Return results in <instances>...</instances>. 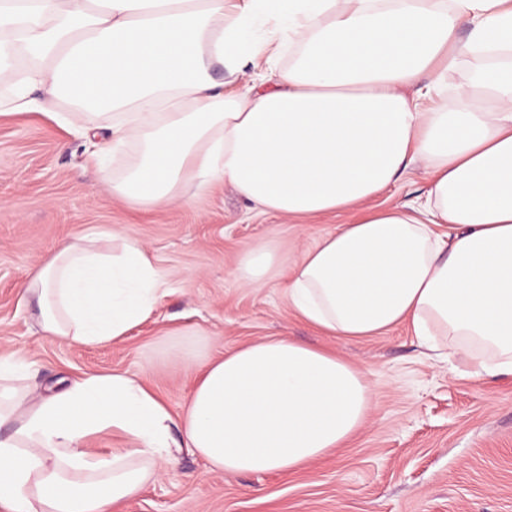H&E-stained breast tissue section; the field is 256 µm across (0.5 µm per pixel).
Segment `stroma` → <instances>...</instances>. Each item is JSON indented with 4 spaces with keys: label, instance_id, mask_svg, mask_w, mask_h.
I'll use <instances>...</instances> for the list:
<instances>
[{
    "label": "stroma",
    "instance_id": "obj_1",
    "mask_svg": "<svg viewBox=\"0 0 512 512\" xmlns=\"http://www.w3.org/2000/svg\"><path fill=\"white\" fill-rule=\"evenodd\" d=\"M426 184L415 165L370 204L412 202ZM339 224L259 213L221 182L187 203L136 209L98 182L81 139L38 112L0 115V355L20 354L38 385L125 371L175 412L199 362L272 337L332 349L371 384L363 428L300 472L223 477L184 451L122 512H512V376H461L423 358L402 327L362 341L320 335L289 308L284 279L239 280L251 244L275 240L288 262ZM103 225L156 256L167 285L152 316L99 346L40 336L24 273L60 241ZM176 328L183 336L171 337Z\"/></svg>",
    "mask_w": 512,
    "mask_h": 512
}]
</instances>
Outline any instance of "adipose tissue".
<instances>
[{"instance_id": "obj_1", "label": "adipose tissue", "mask_w": 512, "mask_h": 512, "mask_svg": "<svg viewBox=\"0 0 512 512\" xmlns=\"http://www.w3.org/2000/svg\"><path fill=\"white\" fill-rule=\"evenodd\" d=\"M286 41L297 51L279 68ZM260 55L261 82L228 93L212 75ZM465 62L474 79L432 104ZM29 111L83 139L98 179L135 207L223 181L260 212L313 221L423 164L410 208L340 225L286 269L259 242L238 274L261 287L287 270L289 306L324 334L403 326L436 359L512 376V0H0V112ZM164 285L112 226L60 242L22 281L40 333L85 346L148 319ZM24 368L0 358V512H119L184 447L223 476L292 473L374 404L353 364L287 338L207 360L176 414L122 371L39 388ZM111 435L123 447L91 448Z\"/></svg>"}]
</instances>
